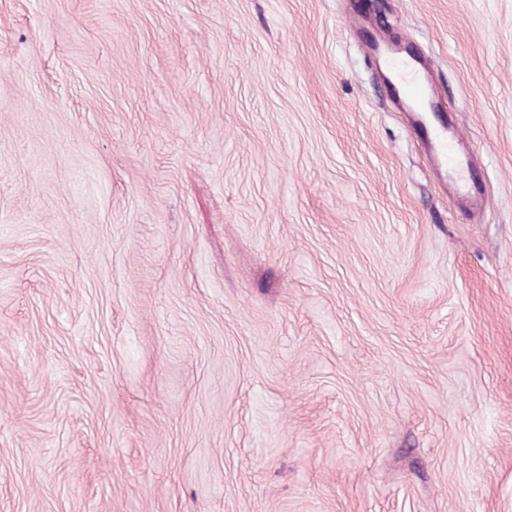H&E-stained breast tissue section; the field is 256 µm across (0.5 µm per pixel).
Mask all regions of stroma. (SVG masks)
I'll use <instances>...</instances> for the list:
<instances>
[{"label": "stroma", "instance_id": "35a3bbf8", "mask_svg": "<svg viewBox=\"0 0 512 512\" xmlns=\"http://www.w3.org/2000/svg\"><path fill=\"white\" fill-rule=\"evenodd\" d=\"M0 512H512V0H0ZM386 66L392 78L391 89L398 97L410 104L416 112H428L431 98L427 92L421 64L409 57L388 56ZM426 135L430 141V148L435 158L448 171V178L458 194L464 195L471 190L468 179L470 164L467 157L462 154L456 141L462 139L457 129L448 131L442 125H429Z\"/></svg>", "mask_w": 512, "mask_h": 512}]
</instances>
